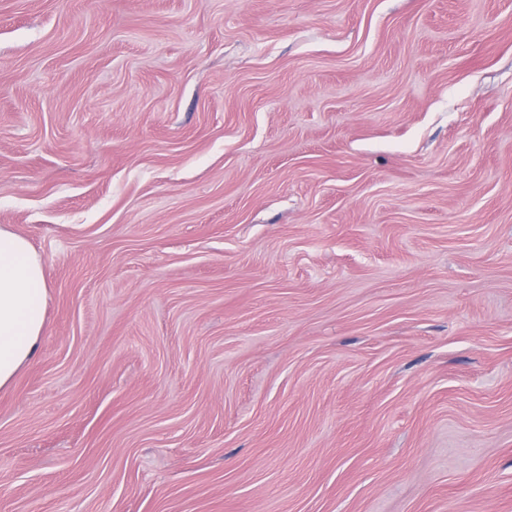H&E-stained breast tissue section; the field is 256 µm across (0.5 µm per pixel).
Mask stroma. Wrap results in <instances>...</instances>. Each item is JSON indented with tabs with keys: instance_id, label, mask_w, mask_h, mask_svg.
<instances>
[{
	"instance_id": "stroma-1",
	"label": "stroma",
	"mask_w": 512,
	"mask_h": 512,
	"mask_svg": "<svg viewBox=\"0 0 512 512\" xmlns=\"http://www.w3.org/2000/svg\"><path fill=\"white\" fill-rule=\"evenodd\" d=\"M0 226V512H512V0H0ZM47 288L44 264L29 242L0 227V389L38 351Z\"/></svg>"
}]
</instances>
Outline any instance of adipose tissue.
Wrapping results in <instances>:
<instances>
[{
    "label": "adipose tissue",
    "mask_w": 512,
    "mask_h": 512,
    "mask_svg": "<svg viewBox=\"0 0 512 512\" xmlns=\"http://www.w3.org/2000/svg\"><path fill=\"white\" fill-rule=\"evenodd\" d=\"M46 305L42 260L24 237L0 227V389L36 355Z\"/></svg>",
    "instance_id": "obj_1"
}]
</instances>
